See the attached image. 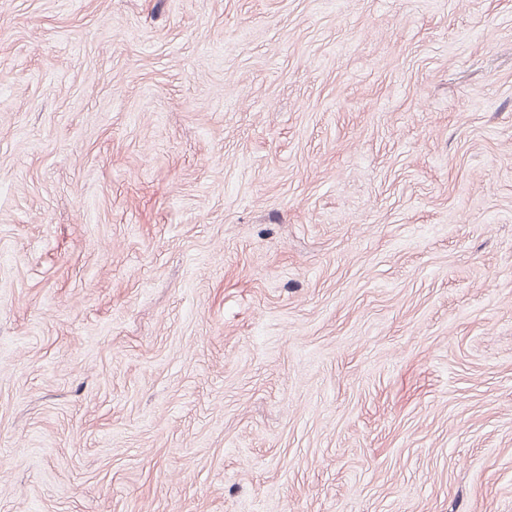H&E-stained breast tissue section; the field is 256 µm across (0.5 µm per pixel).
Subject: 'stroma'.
<instances>
[{
  "mask_svg": "<svg viewBox=\"0 0 512 512\" xmlns=\"http://www.w3.org/2000/svg\"><path fill=\"white\" fill-rule=\"evenodd\" d=\"M0 512H512V0H0Z\"/></svg>",
  "mask_w": 512,
  "mask_h": 512,
  "instance_id": "35a3bbf8",
  "label": "stroma"
}]
</instances>
